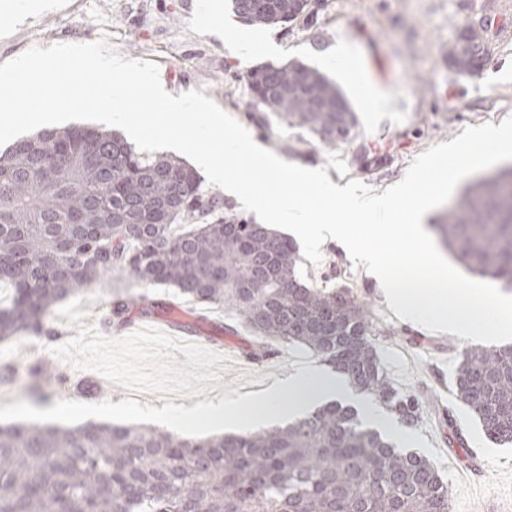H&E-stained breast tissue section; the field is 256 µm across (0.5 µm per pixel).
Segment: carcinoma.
I'll return each instance as SVG.
<instances>
[{
    "mask_svg": "<svg viewBox=\"0 0 512 512\" xmlns=\"http://www.w3.org/2000/svg\"><path fill=\"white\" fill-rule=\"evenodd\" d=\"M252 25L307 18L299 3L230 0ZM449 63L472 74L454 43ZM251 109L345 143L355 114L336 84L303 63L259 66L248 76ZM469 269L512 284V168L468 185L437 224ZM101 256L87 262L83 254ZM297 246L232 212L182 163L150 158L106 130L45 129L0 154V341L39 334L60 301L114 270L163 284L189 301L228 307L255 335L300 345L409 429L415 393L395 387L382 364L367 306L348 288L301 282ZM133 295L114 294L126 323ZM455 395L486 435L512 444V348H467ZM448 447L466 449L453 416L440 414ZM0 512H449L448 486L425 457L367 428L331 403L262 432L186 437L108 423L0 426Z\"/></svg>",
    "mask_w": 512,
    "mask_h": 512,
    "instance_id": "obj_1",
    "label": "carcinoma"
}]
</instances>
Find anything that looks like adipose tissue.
Returning a JSON list of instances; mask_svg holds the SVG:
<instances>
[{"label":"adipose tissue","instance_id":"adipose-tissue-1","mask_svg":"<svg viewBox=\"0 0 512 512\" xmlns=\"http://www.w3.org/2000/svg\"><path fill=\"white\" fill-rule=\"evenodd\" d=\"M356 403L364 424L385 433L395 443L408 446L411 432L374 404L356 400L343 376L315 365L302 367L266 388L241 398L218 404H188L178 412L159 415L158 420L173 428L235 425L257 428L291 420L313 407L330 402Z\"/></svg>","mask_w":512,"mask_h":512}]
</instances>
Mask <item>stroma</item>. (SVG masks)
Wrapping results in <instances>:
<instances>
[{"label": "stroma", "instance_id": "stroma-1", "mask_svg": "<svg viewBox=\"0 0 512 512\" xmlns=\"http://www.w3.org/2000/svg\"><path fill=\"white\" fill-rule=\"evenodd\" d=\"M198 0H58L54 9L0 28V63L33 48L108 37L124 58L160 61V76L177 94L202 91L285 161L326 165L339 153L348 173L339 185L358 180L375 194L400 181L412 160L448 142L466 127L500 124L512 115V0H318L312 17L290 26L260 27L224 9L218 27H199ZM484 21L488 48L482 69L458 76L448 51L462 26ZM296 59L336 82L356 115L349 141L328 147L316 136L291 129L273 116L252 111L246 76L251 67ZM386 98L385 111L370 109L364 93ZM322 261L303 260L299 277L322 289L348 287L377 323L380 355L392 383L421 404L415 429L427 456L448 484L450 512H512V445L485 436L475 414L457 403L454 379L466 343L423 328H406L385 305L376 282L334 243ZM116 291L147 296L149 316L132 309L126 324L109 318ZM190 322L197 342L181 347L165 335L174 320ZM59 333L52 340L29 334L0 342V424L33 422L73 426L65 409L94 408V421L152 425L151 414L189 402H225L258 391L298 367L314 363L307 350L273 345L255 361L252 333L227 308L182 298L177 289L136 281L121 271L104 284L58 303L48 318ZM235 357L219 364L211 343ZM70 369V386L54 385L50 397L34 392L33 371L42 364ZM108 379L112 392L91 397L75 382ZM59 413H50V406ZM452 408L469 450L482 455L478 476L461 475L465 452L444 446L441 409Z\"/></svg>", "mask_w": 512, "mask_h": 512}]
</instances>
